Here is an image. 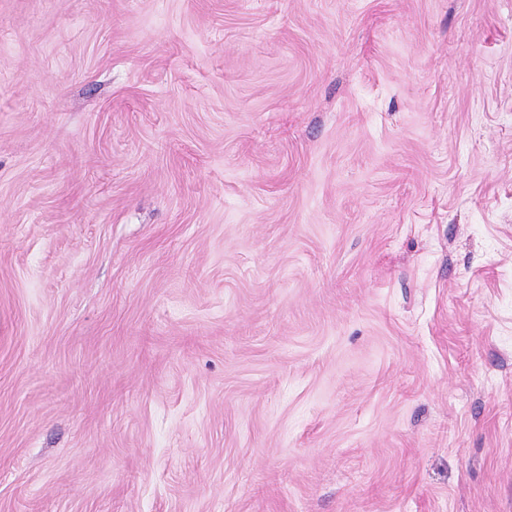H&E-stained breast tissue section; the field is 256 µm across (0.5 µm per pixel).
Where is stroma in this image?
I'll list each match as a JSON object with an SVG mask.
<instances>
[{
	"label": "stroma",
	"mask_w": 512,
	"mask_h": 512,
	"mask_svg": "<svg viewBox=\"0 0 512 512\" xmlns=\"http://www.w3.org/2000/svg\"><path fill=\"white\" fill-rule=\"evenodd\" d=\"M0 512H512V0H0Z\"/></svg>",
	"instance_id": "35a3bbf8"
}]
</instances>
